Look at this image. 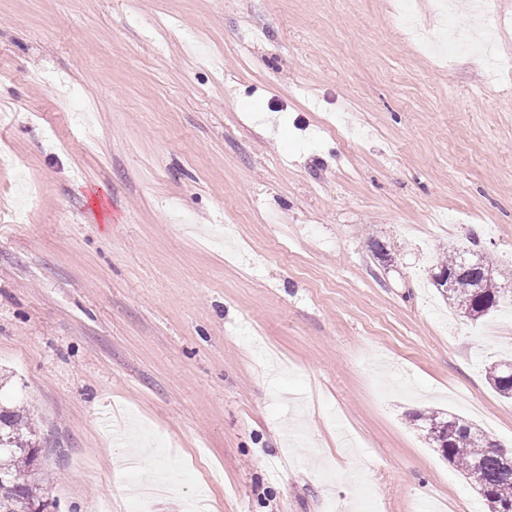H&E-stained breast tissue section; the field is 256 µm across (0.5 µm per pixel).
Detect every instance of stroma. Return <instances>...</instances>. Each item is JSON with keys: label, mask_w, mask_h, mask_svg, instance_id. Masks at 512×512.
<instances>
[{"label": "stroma", "mask_w": 512, "mask_h": 512, "mask_svg": "<svg viewBox=\"0 0 512 512\" xmlns=\"http://www.w3.org/2000/svg\"><path fill=\"white\" fill-rule=\"evenodd\" d=\"M402 4L0 0V396L59 512H485L413 417L512 448V305L430 283L475 238L512 292V74ZM488 374V380L496 391L503 398H512V357L492 365Z\"/></svg>", "instance_id": "stroma-1"}]
</instances>
